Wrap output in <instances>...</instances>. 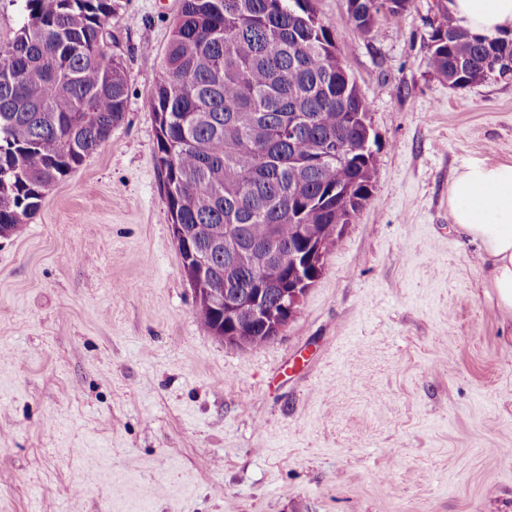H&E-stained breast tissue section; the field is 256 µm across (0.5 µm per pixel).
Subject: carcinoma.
Instances as JSON below:
<instances>
[{"label":"carcinoma","mask_w":512,"mask_h":512,"mask_svg":"<svg viewBox=\"0 0 512 512\" xmlns=\"http://www.w3.org/2000/svg\"><path fill=\"white\" fill-rule=\"evenodd\" d=\"M22 2L23 24L0 47V236L19 233L110 137L128 100L126 70L105 49L114 0ZM379 2L349 14L365 36ZM494 57L512 61V38L477 39L440 14L431 69L462 86ZM151 112L171 228L192 246H179L188 277L206 253L211 289L256 273L274 293L299 270L315 282L322 271L298 261L301 225H322L327 250L336 225L369 201L377 170L366 100L312 0H182ZM336 139L349 152L326 171L314 166ZM196 312L247 349L270 335L205 301Z\"/></svg>","instance_id":"obj_1"}]
</instances>
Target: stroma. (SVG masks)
<instances>
[{
	"label": "stroma",
	"mask_w": 512,
	"mask_h": 512,
	"mask_svg": "<svg viewBox=\"0 0 512 512\" xmlns=\"http://www.w3.org/2000/svg\"><path fill=\"white\" fill-rule=\"evenodd\" d=\"M115 3L124 117L0 238V512H512V329L448 214L459 170L512 159V75L433 74L438 0L371 39L315 0L378 179L281 334L241 350L196 315L157 162L182 0Z\"/></svg>",
	"instance_id": "1"
}]
</instances>
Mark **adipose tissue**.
<instances>
[{
  "label": "adipose tissue",
  "instance_id": "ef3b65f1",
  "mask_svg": "<svg viewBox=\"0 0 512 512\" xmlns=\"http://www.w3.org/2000/svg\"><path fill=\"white\" fill-rule=\"evenodd\" d=\"M454 23L483 38L512 30V0H448ZM455 229L477 244L487 270L482 286L512 319V160L466 166L448 185Z\"/></svg>",
  "mask_w": 512,
  "mask_h": 512
}]
</instances>
